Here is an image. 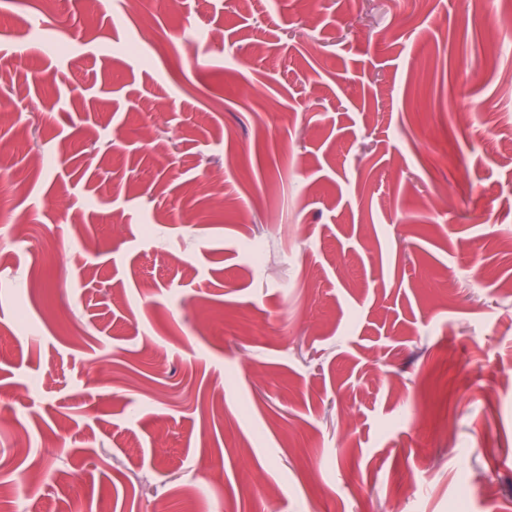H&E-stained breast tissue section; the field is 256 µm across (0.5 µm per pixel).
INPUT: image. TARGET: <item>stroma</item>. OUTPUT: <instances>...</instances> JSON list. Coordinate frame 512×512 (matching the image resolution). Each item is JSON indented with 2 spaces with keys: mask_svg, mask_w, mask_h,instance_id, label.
Listing matches in <instances>:
<instances>
[{
  "mask_svg": "<svg viewBox=\"0 0 512 512\" xmlns=\"http://www.w3.org/2000/svg\"><path fill=\"white\" fill-rule=\"evenodd\" d=\"M134 2L0 0V512H512L483 0Z\"/></svg>",
  "mask_w": 512,
  "mask_h": 512,
  "instance_id": "stroma-1",
  "label": "stroma"
}]
</instances>
